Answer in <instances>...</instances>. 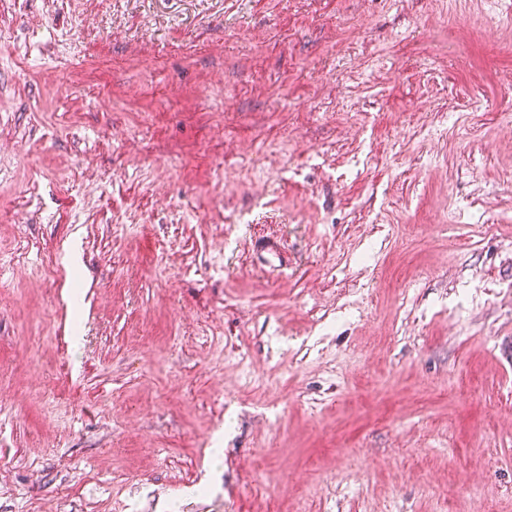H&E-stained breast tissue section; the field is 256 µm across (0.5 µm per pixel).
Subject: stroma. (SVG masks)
<instances>
[{
	"label": "stroma",
	"mask_w": 512,
	"mask_h": 512,
	"mask_svg": "<svg viewBox=\"0 0 512 512\" xmlns=\"http://www.w3.org/2000/svg\"><path fill=\"white\" fill-rule=\"evenodd\" d=\"M0 512H512V0H0ZM252 250L261 258L265 265L280 267L283 262L281 242L275 238H261L252 242ZM278 262V265L275 263Z\"/></svg>",
	"instance_id": "1"
}]
</instances>
